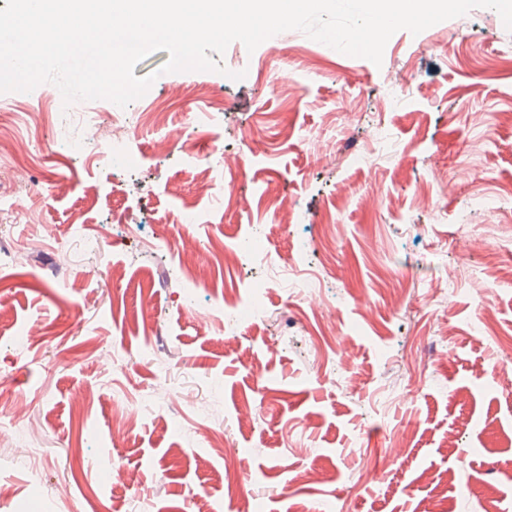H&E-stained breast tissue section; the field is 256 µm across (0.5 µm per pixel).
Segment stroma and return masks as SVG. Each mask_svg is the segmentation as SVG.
Masks as SVG:
<instances>
[{"label": "stroma", "instance_id": "stroma-1", "mask_svg": "<svg viewBox=\"0 0 512 512\" xmlns=\"http://www.w3.org/2000/svg\"><path fill=\"white\" fill-rule=\"evenodd\" d=\"M496 16L398 31L378 65L295 30L251 53L231 43L216 72L165 74L168 52L152 53L134 69L157 79L127 107L136 131L118 169L76 149L55 85L24 94L40 127L21 112L0 138L26 140L37 162L0 156V186L40 224L0 216V249L22 256L0 263V393L19 418L0 437L13 491L0 512H46L56 485L68 495L55 512H138L144 499L154 512L202 499L233 512H512V67L489 64L512 32ZM394 77L409 87L399 100ZM173 86L191 93L169 102ZM159 105L163 126L147 117ZM332 145L364 163H331ZM128 182L149 191L145 223L118 221L128 202L112 187ZM477 196L484 210L470 209ZM272 198L299 221L279 224ZM188 208L203 219L177 235ZM252 230L282 268L330 269L335 335L270 268L215 259ZM186 241L198 263H183ZM254 285L265 318L232 336L206 321ZM25 322L37 334L19 348ZM125 409L134 429L118 425ZM25 448L40 451L38 475L15 464Z\"/></svg>", "mask_w": 512, "mask_h": 512}]
</instances>
